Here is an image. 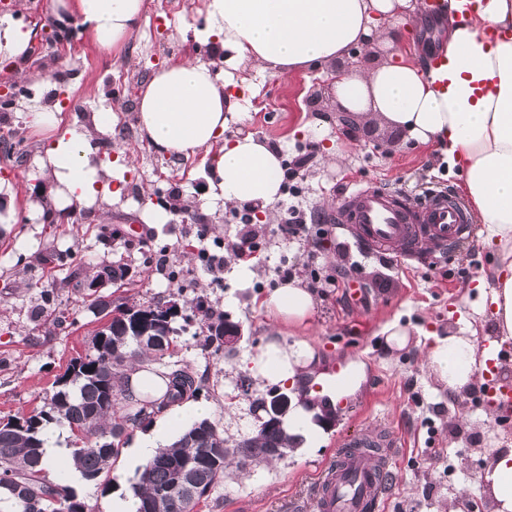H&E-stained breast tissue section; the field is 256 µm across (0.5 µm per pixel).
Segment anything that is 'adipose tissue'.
<instances>
[{"label":"adipose tissue","instance_id":"ef3b65f1","mask_svg":"<svg viewBox=\"0 0 512 512\" xmlns=\"http://www.w3.org/2000/svg\"><path fill=\"white\" fill-rule=\"evenodd\" d=\"M86 32L102 48L120 45L137 26L143 0H76ZM452 25L447 43L433 62L412 63L396 56L363 71L347 73L335 85L344 111L361 121L376 120L401 129L421 144L436 146L451 164H463L465 192L475 208L483 241L497 256L495 277L481 289L476 313H489L499 341L512 340V0H447ZM430 21L417 0H209L201 40L220 43L224 66L250 61L264 73L313 70L336 62L352 47L378 43L398 52L407 31ZM236 104L210 64L184 61L156 70L139 100L137 122L159 153L190 156L213 151L208 183L211 199L227 207H272L282 196L283 152L255 135L224 140ZM29 121L51 130L35 157L49 189L29 202L30 218L52 210L69 220L74 204L110 201L100 183L123 181L124 155L98 160L92 141L114 129V115L93 113L89 123L61 128L55 111L33 105ZM316 291L297 279L275 288L263 301L272 318L300 325L309 318ZM425 365L455 397L478 384L487 353L478 349L471 322L459 321L435 338ZM319 359L307 338L285 342L270 335L245 360L257 384L275 385L292 396L283 418L301 448L321 441L315 409L302 398ZM209 409L189 400L163 411L154 437L134 449L131 466L146 464L164 438L188 418L204 419ZM478 479L493 501L492 512H512V448L489 449Z\"/></svg>","mask_w":512,"mask_h":512}]
</instances>
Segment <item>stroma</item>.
<instances>
[{
    "label": "stroma",
    "mask_w": 512,
    "mask_h": 512,
    "mask_svg": "<svg viewBox=\"0 0 512 512\" xmlns=\"http://www.w3.org/2000/svg\"><path fill=\"white\" fill-rule=\"evenodd\" d=\"M10 2L9 17L33 29L39 53L15 66H0V85L41 89L46 106L62 109L67 124L114 108L116 132L97 136L98 154L107 162L127 149L132 169L108 218H101L98 206L79 205L66 224L44 217L32 223L22 216L0 227V418L41 408L56 379L71 360L87 353L102 326L85 295L68 284L67 274L121 265L128 270L123 285L101 289V299L130 305L160 298L178 301L176 358L203 375L207 391L200 400L209 405L210 420L225 438L236 440L256 426L236 384L245 355L259 350L272 324L262 301L281 284L277 267L293 266L296 278L306 284L311 271L325 275L344 269L347 278L318 295L305 326L282 327L281 336L287 341L309 337L321 369L341 358L361 364V381L346 394L347 408L334 409V423L324 428L320 447L244 469L230 464L198 512H313L312 482L335 456L340 440L355 431L371 437L388 431L400 443L382 512H448L452 503L460 510L472 503L478 512H491L477 475L489 448L512 443V429L486 421L490 407L479 402L481 388L449 397L423 366L421 351L430 335H447L449 324L461 317L473 320L479 337L491 335L489 317L473 315L470 305L478 298V282L492 279L494 251L478 238L454 257L403 264L363 255L353 245L341 249L346 236L330 226L338 199L353 184L377 181L417 194L449 183L460 192V168L437 164L434 146L416 143L380 122L350 133L334 87L326 82L327 71L260 74L244 62L231 78L251 90L243 112L230 117L225 138L251 133L282 148L286 163L305 154L310 160L296 173L299 193L284 194L270 214L205 206L209 153L193 154L173 169L172 156L142 138L135 110L152 74L169 63L170 50L184 59L205 60L211 47L195 38L193 27L204 18L208 0H144L139 25L122 45L106 52L89 35L77 33L70 49L56 58L48 54L53 32L42 19L60 11L58 0ZM165 13L170 16L165 27L150 32L152 15ZM135 44L144 45L145 54L132 53ZM330 149L340 154L333 165L326 159ZM175 196L189 205L192 221L177 217L166 224L145 223L144 202L163 208ZM289 204L329 226L328 235L282 239L277 227ZM245 216L259 249L250 257L254 276L242 288L230 269L216 275L204 270L197 258L203 244L196 231L198 225H208L210 238L204 246L224 255L237 241ZM135 224L143 225V234H132ZM355 260L361 271H351ZM464 266L469 269L465 278L458 274ZM196 297L240 325L242 339L233 352L203 351L200 317L192 303ZM395 318L412 332L401 349L389 347L380 334ZM145 435L143 429L134 430L102 479L75 486L89 512H102L106 489L128 490L137 482L139 473L129 469L128 456ZM451 464L460 473L453 484L447 474Z\"/></svg>",
    "instance_id": "obj_1"
}]
</instances>
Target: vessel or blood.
Masks as SVG:
<instances>
[{"mask_svg": "<svg viewBox=\"0 0 512 512\" xmlns=\"http://www.w3.org/2000/svg\"><path fill=\"white\" fill-rule=\"evenodd\" d=\"M337 228H351L352 238L366 254L422 261L421 242L432 244L442 255L458 252L474 238L475 227L468 208L453 189L440 188L418 197L403 188L380 184L348 188L336 208ZM512 362V346L504 344L488 360L484 396L512 418V389L500 386L498 366ZM352 368L332 364L314 393L321 398L339 395L353 383ZM397 441L387 435L376 439H345L335 460L314 482L310 498L314 512H379L395 463Z\"/></svg>", "mask_w": 512, "mask_h": 512, "instance_id": "1", "label": "vessel or blood"}]
</instances>
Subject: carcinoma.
I'll return each instance as SVG.
<instances>
[{
  "mask_svg": "<svg viewBox=\"0 0 512 512\" xmlns=\"http://www.w3.org/2000/svg\"><path fill=\"white\" fill-rule=\"evenodd\" d=\"M104 275L109 281L123 279L124 267L105 268L94 275L69 274L74 287ZM167 303L145 302L116 306L96 298L92 312L108 319L105 335L94 336L91 352L76 358L55 382L47 408L24 417L0 421V488L13 500L16 512H88L66 485L45 480L44 426L54 423L70 430L75 439L74 465L88 481L99 479L120 454L132 432L152 422V416L183 400L200 395L204 380L190 366L172 360L178 331L173 327L177 313L164 311ZM202 313L203 350L218 354L224 350V328L232 325L224 312L204 302ZM147 359L165 368L168 377L166 400L156 402L126 392L123 380L135 362ZM236 388L248 399L250 411L261 412L252 435L228 442L224 431L205 418L194 422L171 445L157 451L143 468L133 492L139 499L136 512H185L188 505L206 500L216 484L224 480L228 461L240 467L283 458L293 445L282 418H273L277 389L258 395L243 376ZM193 471L192 493L171 491L173 474L179 467Z\"/></svg>",
  "mask_w": 512,
  "mask_h": 512,
  "instance_id": "carcinoma-1",
  "label": "carcinoma"
}]
</instances>
